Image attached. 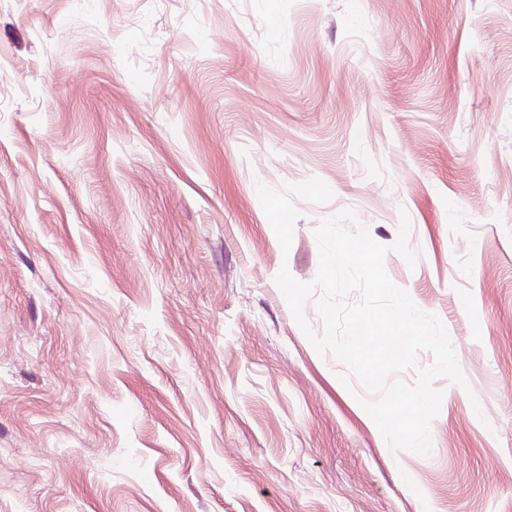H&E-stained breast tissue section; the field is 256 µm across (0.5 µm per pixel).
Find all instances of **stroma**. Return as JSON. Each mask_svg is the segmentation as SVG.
<instances>
[{
	"label": "stroma",
	"instance_id": "35a3bbf8",
	"mask_svg": "<svg viewBox=\"0 0 512 512\" xmlns=\"http://www.w3.org/2000/svg\"><path fill=\"white\" fill-rule=\"evenodd\" d=\"M346 209L466 379L426 455L276 283ZM511 507L512 0H0V512Z\"/></svg>",
	"mask_w": 512,
	"mask_h": 512
}]
</instances>
